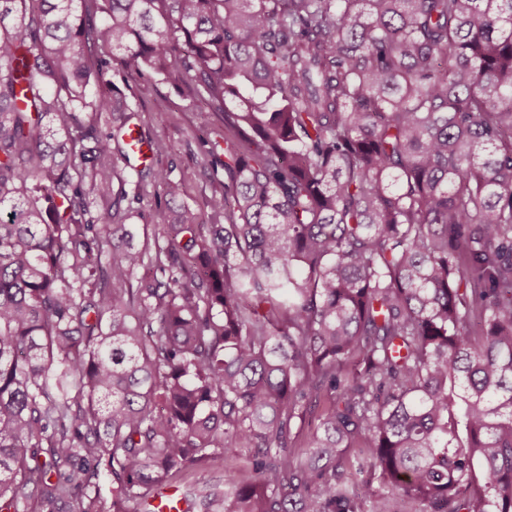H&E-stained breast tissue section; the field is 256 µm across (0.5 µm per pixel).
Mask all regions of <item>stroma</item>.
<instances>
[{"label":"stroma","mask_w":512,"mask_h":512,"mask_svg":"<svg viewBox=\"0 0 512 512\" xmlns=\"http://www.w3.org/2000/svg\"><path fill=\"white\" fill-rule=\"evenodd\" d=\"M125 95L134 115L131 119L151 142L148 167L169 171L180 186L178 204L197 221L211 223L210 200L224 191V177L214 174L209 147L223 146L221 113L205 112L197 98L149 70L130 71L114 67L106 75ZM114 188L139 190L143 203L130 216L137 228L156 231L163 210L157 202L164 190L152 177H138L134 166L117 160L112 170Z\"/></svg>","instance_id":"35a3bbf8"}]
</instances>
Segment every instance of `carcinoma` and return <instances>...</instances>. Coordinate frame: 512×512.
Returning <instances> with one entry per match:
<instances>
[{
	"label": "carcinoma",
	"mask_w": 512,
	"mask_h": 512,
	"mask_svg": "<svg viewBox=\"0 0 512 512\" xmlns=\"http://www.w3.org/2000/svg\"><path fill=\"white\" fill-rule=\"evenodd\" d=\"M112 64L223 114L224 223L133 244ZM187 469L182 512H512V0H0V512ZM246 454L238 448H228L224 455L218 458L210 468L207 478L213 483H222L224 485V465L237 466L245 476L250 471L249 462Z\"/></svg>",
	"instance_id": "carcinoma-1"
}]
</instances>
